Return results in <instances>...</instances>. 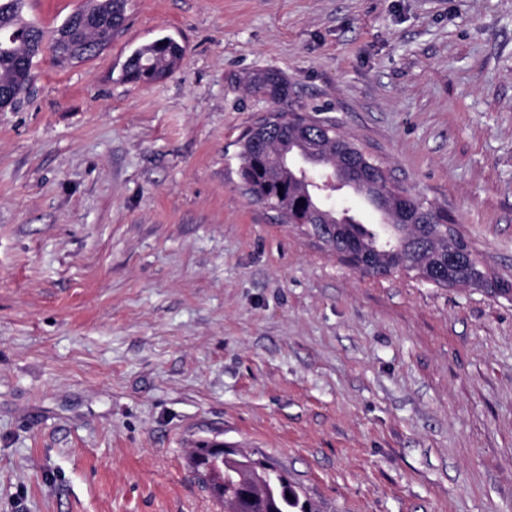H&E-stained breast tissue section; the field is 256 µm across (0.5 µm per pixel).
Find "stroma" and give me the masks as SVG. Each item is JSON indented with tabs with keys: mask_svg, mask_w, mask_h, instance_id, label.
I'll return each mask as SVG.
<instances>
[{
	"mask_svg": "<svg viewBox=\"0 0 512 512\" xmlns=\"http://www.w3.org/2000/svg\"><path fill=\"white\" fill-rule=\"evenodd\" d=\"M161 36L180 68L124 81ZM260 68L512 283V0H128L0 112V512H224L211 442L315 512H512V300L361 276L253 201Z\"/></svg>",
	"mask_w": 512,
	"mask_h": 512,
	"instance_id": "1",
	"label": "stroma"
}]
</instances>
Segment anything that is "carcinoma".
<instances>
[{"label":"carcinoma","mask_w":512,"mask_h":512,"mask_svg":"<svg viewBox=\"0 0 512 512\" xmlns=\"http://www.w3.org/2000/svg\"><path fill=\"white\" fill-rule=\"evenodd\" d=\"M127 0H91L90 9L101 17L97 31H87L64 20L51 31L24 18L25 0H0V37L17 34L12 45L0 48V87L15 91L20 99L32 76L34 59L48 47L54 56L63 54L70 63L93 58L111 44L125 26ZM184 47L163 36L136 49L122 65V78L133 83L157 82L180 67ZM248 88L275 108L259 118L240 138L243 161L240 175L248 193L276 211L287 224H308L318 219L338 224L341 230L328 247L344 261L357 259L368 270L378 250L391 254V273L405 272L396 260L424 262L427 283L446 288L474 272L479 257L469 242L448 259V242L437 240V232L448 223V213L430 207L431 223L408 224L403 214L424 207L408 190L393 184L384 175L369 190L385 202H396L398 209L384 212V223L399 224V233H385L378 224H368L351 209H332V200L320 190V182L336 165V146L345 147L343 157H354L366 167H381L356 143L336 131L331 120L302 115L290 108L288 79L275 69H258L248 79ZM224 473V489L218 499L224 512H313L297 490L270 462L248 456L212 460Z\"/></svg>","instance_id":"1"}]
</instances>
